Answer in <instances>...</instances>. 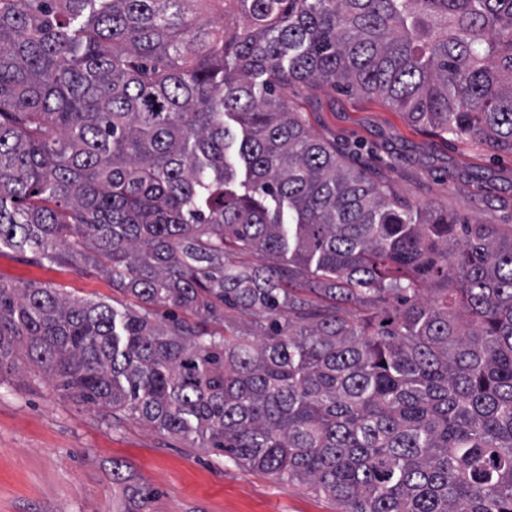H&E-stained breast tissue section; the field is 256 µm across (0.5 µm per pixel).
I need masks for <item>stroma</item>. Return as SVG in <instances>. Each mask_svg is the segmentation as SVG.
<instances>
[{"mask_svg": "<svg viewBox=\"0 0 512 512\" xmlns=\"http://www.w3.org/2000/svg\"><path fill=\"white\" fill-rule=\"evenodd\" d=\"M292 101L314 137L335 143L349 165L381 172L402 200L512 224V156L416 129L378 99L303 86ZM0 284L50 286L119 311L134 304L106 277L8 248L0 249ZM116 461L130 484L152 491L146 512H342L304 484L83 408L34 380L26 364L0 369V512H113L126 503L112 483Z\"/></svg>", "mask_w": 512, "mask_h": 512, "instance_id": "stroma-1", "label": "stroma"}]
</instances>
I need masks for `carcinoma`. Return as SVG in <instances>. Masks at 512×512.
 <instances>
[{
	"mask_svg": "<svg viewBox=\"0 0 512 512\" xmlns=\"http://www.w3.org/2000/svg\"><path fill=\"white\" fill-rule=\"evenodd\" d=\"M301 86L512 155V0H0V248L137 300L0 284V365L343 512H512V224L348 167Z\"/></svg>",
	"mask_w": 512,
	"mask_h": 512,
	"instance_id": "cac0c4a2",
	"label": "carcinoma"
}]
</instances>
